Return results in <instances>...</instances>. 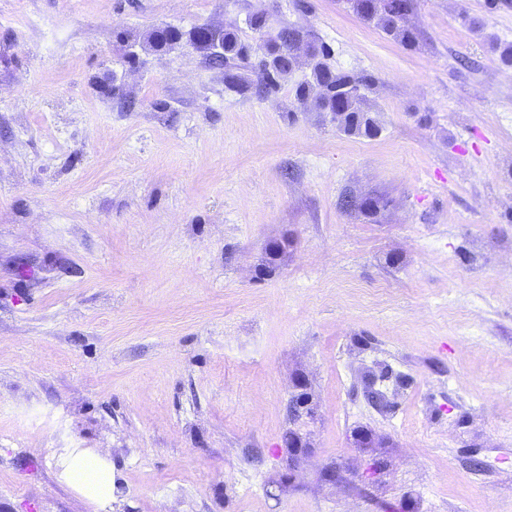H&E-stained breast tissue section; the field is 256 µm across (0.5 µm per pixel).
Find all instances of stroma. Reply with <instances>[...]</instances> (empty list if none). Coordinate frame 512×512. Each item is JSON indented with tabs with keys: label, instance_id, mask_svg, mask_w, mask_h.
<instances>
[{
	"label": "stroma",
	"instance_id": "stroma-1",
	"mask_svg": "<svg viewBox=\"0 0 512 512\" xmlns=\"http://www.w3.org/2000/svg\"><path fill=\"white\" fill-rule=\"evenodd\" d=\"M256 12L371 76L380 135L297 104L304 55L272 93L225 86L187 35L255 45ZM405 24L0 0V512H93L60 448L111 454L112 512H512V0Z\"/></svg>",
	"mask_w": 512,
	"mask_h": 512
}]
</instances>
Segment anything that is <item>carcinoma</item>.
I'll list each match as a JSON object with an SVG mask.
<instances>
[{
    "label": "carcinoma",
    "instance_id": "carcinoma-1",
    "mask_svg": "<svg viewBox=\"0 0 512 512\" xmlns=\"http://www.w3.org/2000/svg\"><path fill=\"white\" fill-rule=\"evenodd\" d=\"M350 3L361 18L375 23L388 36L406 46L416 43L413 31L403 24L412 0H350ZM179 38L180 34L175 30L156 29L145 37V44L158 50ZM190 39L212 66L224 69L225 83L243 91L254 88L259 93L277 90L280 82L293 73L298 62L290 54V43L305 39L314 65L310 77L296 87L297 102L303 104L309 98L320 101L324 110L339 120L346 133L363 124L376 125L365 94L371 78L332 70L325 63L329 56L327 47L308 39V33L300 28L285 25L255 47L226 29L224 53L216 57L212 56L213 44L207 40L204 28H196ZM253 75L259 81L251 79Z\"/></svg>",
    "mask_w": 512,
    "mask_h": 512
}]
</instances>
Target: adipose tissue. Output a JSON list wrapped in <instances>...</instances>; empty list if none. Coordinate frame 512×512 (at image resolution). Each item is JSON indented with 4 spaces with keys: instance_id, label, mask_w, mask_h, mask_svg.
<instances>
[{
    "instance_id": "ef3b65f1",
    "label": "adipose tissue",
    "mask_w": 512,
    "mask_h": 512,
    "mask_svg": "<svg viewBox=\"0 0 512 512\" xmlns=\"http://www.w3.org/2000/svg\"><path fill=\"white\" fill-rule=\"evenodd\" d=\"M58 479L94 512H112V458L97 448H61L56 455Z\"/></svg>"
}]
</instances>
